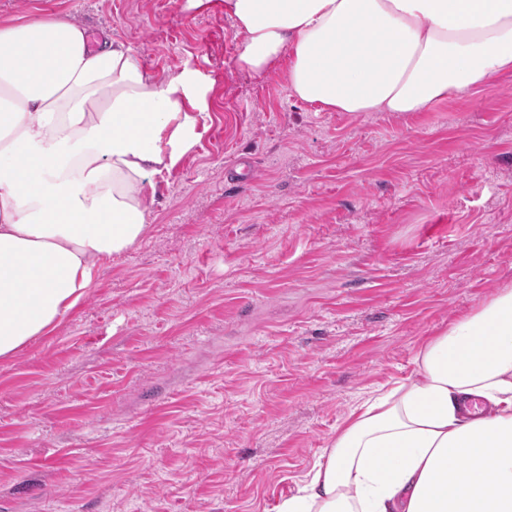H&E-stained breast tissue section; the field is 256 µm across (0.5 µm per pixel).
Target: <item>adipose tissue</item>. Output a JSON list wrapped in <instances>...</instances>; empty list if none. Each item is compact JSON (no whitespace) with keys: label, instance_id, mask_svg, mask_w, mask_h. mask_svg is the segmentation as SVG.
<instances>
[{"label":"adipose tissue","instance_id":"ef3b65f1","mask_svg":"<svg viewBox=\"0 0 512 512\" xmlns=\"http://www.w3.org/2000/svg\"><path fill=\"white\" fill-rule=\"evenodd\" d=\"M236 63L329 112H423L512 71V0H224ZM197 78L82 25H0V359L146 229L143 185L197 143ZM275 512H512V287L429 339Z\"/></svg>","mask_w":512,"mask_h":512}]
</instances>
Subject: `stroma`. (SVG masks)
Instances as JSON below:
<instances>
[{
	"mask_svg": "<svg viewBox=\"0 0 512 512\" xmlns=\"http://www.w3.org/2000/svg\"><path fill=\"white\" fill-rule=\"evenodd\" d=\"M199 78L196 146L82 302L0 361V512H275L351 411L512 286V73L324 112L236 65L224 0H0Z\"/></svg>",
	"mask_w": 512,
	"mask_h": 512,
	"instance_id": "stroma-1",
	"label": "stroma"
}]
</instances>
